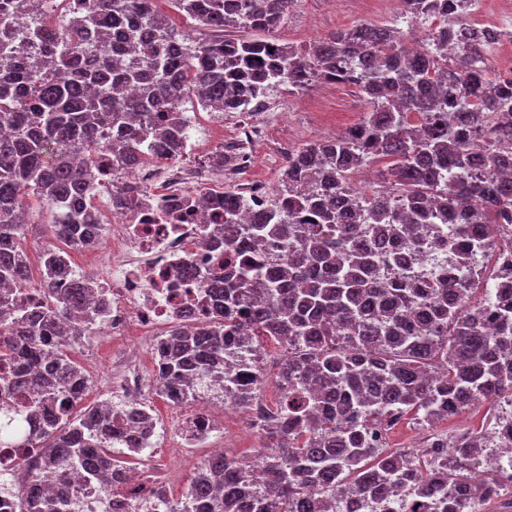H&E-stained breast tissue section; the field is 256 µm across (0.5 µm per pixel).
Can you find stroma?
I'll return each mask as SVG.
<instances>
[{
    "instance_id": "35a3bbf8",
    "label": "stroma",
    "mask_w": 512,
    "mask_h": 512,
    "mask_svg": "<svg viewBox=\"0 0 512 512\" xmlns=\"http://www.w3.org/2000/svg\"><path fill=\"white\" fill-rule=\"evenodd\" d=\"M391 15L382 0H298L291 5L276 36L282 42L305 46L321 37L352 26L361 21L377 24L387 23ZM367 105L360 94L345 85L327 88L313 87L297 94L289 111L287 124L277 126L271 141L260 145L255 151L256 172L269 176L267 158L273 150L275 140L292 136H308L314 139L335 136L360 120ZM30 224L22 238L21 246L30 260L31 287L40 284L39 264L46 242L51 241L49 224L52 215L37 202H30ZM73 356L82 365L88 366L89 388L98 390L102 380L112 366V342L109 337L95 335L86 338L75 349ZM491 406L479 402L459 416H453L429 427L407 418L399 422L388 433L387 447L392 451L418 450L427 446L428 440L437 435L457 433L470 428L486 430L490 420ZM245 414L228 417L224 421V435L216 439L213 446L195 449L189 463H176L169 491L174 498L185 493L194 465L214 454L224 451L231 458L242 459L260 453L263 440L260 434L247 432Z\"/></svg>"
}]
</instances>
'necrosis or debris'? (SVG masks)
<instances>
[{"mask_svg":"<svg viewBox=\"0 0 512 512\" xmlns=\"http://www.w3.org/2000/svg\"><path fill=\"white\" fill-rule=\"evenodd\" d=\"M467 27L494 30L499 37L487 58L502 73H512V2L499 13L489 12L486 0H463ZM259 121L226 131L228 112L209 115L210 127L222 130L223 139L205 144L185 143L178 157H161L144 151L141 161L131 167L105 158L112 171V190L134 192L141 204L132 210L109 209L106 226L110 247L94 243L90 252L101 257L108 274L99 279L105 303L98 319L100 332L118 343L112 354V388L102 392L105 407L113 417L128 410L152 412L154 394L160 384L145 373L141 341L166 335L180 324L188 328L215 312L219 301L208 285L226 271L237 270L224 252L223 209L214 205V196L223 194L228 183L240 187L251 207H261L276 196L273 183L252 177V150L267 141L270 132L264 116L274 114L275 104L267 100L259 106ZM221 150L234 156L232 166L191 165L190 157ZM176 439L173 453L185 448H201L224 428V419L234 413L224 394L200 399L182 414L174 403ZM25 449L0 448V512H13L16 484L27 482ZM66 497L76 512H166L165 502L156 501L153 488L127 474L121 487L90 483L79 474L67 478Z\"/></svg>","mask_w":512,"mask_h":512,"instance_id":"4bbe7bcc","label":"necrosis or debris"}]
</instances>
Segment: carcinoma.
<instances>
[{
    "label": "carcinoma",
    "instance_id": "1",
    "mask_svg": "<svg viewBox=\"0 0 512 512\" xmlns=\"http://www.w3.org/2000/svg\"><path fill=\"white\" fill-rule=\"evenodd\" d=\"M65 14L49 17L56 0H0V41L17 40L19 52L0 48V331L24 337L25 349L48 361L24 380L38 405L24 418L0 415V438L15 448H35L29 481L16 493L19 512H30L39 484L52 474L81 472L90 481L126 472L112 451V416L74 410L89 379L70 350L99 316L93 278L77 275L64 288L50 273L60 260L43 256L49 273L39 300L12 320V298L29 279L19 246L29 224L25 198L38 195L67 221L50 225L70 245L86 241L97 223L92 200L109 174L104 151L121 163L139 160L144 139L163 153L180 141L182 113L194 98L220 112L248 97L288 83L306 90L321 83L353 86L367 100L366 115L343 134L300 147L279 178L288 200L251 215L250 241L233 224L247 207L224 191V246L244 255L233 282L214 280L224 306L193 328L173 327L154 348L158 379L182 385L176 401L203 395L201 380L224 367L236 347L263 349L267 339L288 356L276 373L279 401L265 430L267 452L250 467L217 453L200 463L184 499L170 512H340L338 498L363 496L386 512H475L476 501L500 498L497 468L480 484L478 500L460 488L485 435L464 430L453 443L436 440L419 454L389 451L376 443L377 418L394 427L405 417L433 425L474 404L512 398V268L499 257L493 269L390 281L377 273L384 256L398 262L392 241L417 243L432 255L458 250L468 265L484 248L479 228L512 224V152L474 142L489 112L512 114V75L477 66L493 31L473 32L456 18L455 0H403L415 19L440 18L432 32L440 45L464 43L448 59L410 45L397 22L357 23L300 51L273 33L292 0H171L174 10L214 31L246 36L199 41L166 20L155 0H66ZM140 57L125 63L128 48ZM134 89L136 96L125 95ZM127 134L113 140L114 128ZM374 159L388 161L386 189L368 202L346 183V173ZM297 185L309 194L294 192ZM461 232L422 242L423 224H448ZM286 241L288 253L255 251L267 240ZM483 298L472 302L474 292ZM493 320L495 334L482 321ZM267 380L248 382L239 404L257 399Z\"/></svg>",
    "mask_w": 512,
    "mask_h": 512
}]
</instances>
